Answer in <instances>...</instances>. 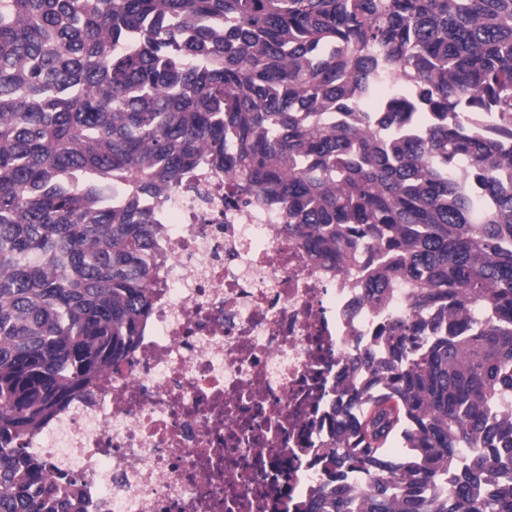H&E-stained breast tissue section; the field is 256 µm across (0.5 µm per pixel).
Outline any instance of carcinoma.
<instances>
[{
    "label": "carcinoma",
    "mask_w": 512,
    "mask_h": 512,
    "mask_svg": "<svg viewBox=\"0 0 512 512\" xmlns=\"http://www.w3.org/2000/svg\"><path fill=\"white\" fill-rule=\"evenodd\" d=\"M201 168L409 292L294 512H512V0H0V512H82L23 443L134 348Z\"/></svg>",
    "instance_id": "carcinoma-1"
}]
</instances>
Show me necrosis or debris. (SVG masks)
I'll return each mask as SVG.
<instances>
[{
    "label": "necrosis or debris",
    "instance_id": "1",
    "mask_svg": "<svg viewBox=\"0 0 512 512\" xmlns=\"http://www.w3.org/2000/svg\"><path fill=\"white\" fill-rule=\"evenodd\" d=\"M228 186L202 172L167 197L136 354L26 441L81 478L87 512H292L321 481L343 351L409 307L396 288L373 309L362 272L313 262L277 207Z\"/></svg>",
    "mask_w": 512,
    "mask_h": 512
}]
</instances>
